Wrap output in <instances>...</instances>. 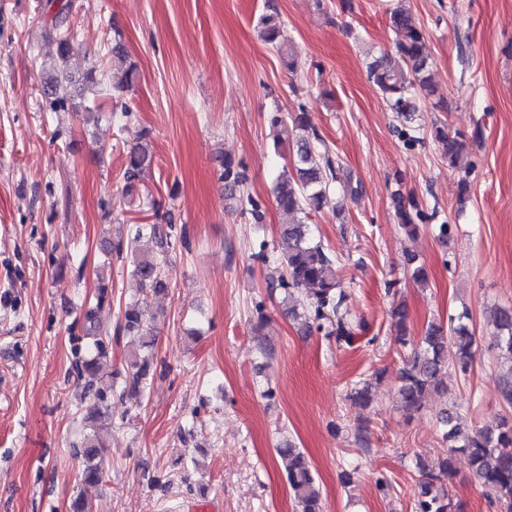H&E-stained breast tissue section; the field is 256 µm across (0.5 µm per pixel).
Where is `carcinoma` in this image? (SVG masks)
Instances as JSON below:
<instances>
[{
    "label": "carcinoma",
    "instance_id": "carcinoma-1",
    "mask_svg": "<svg viewBox=\"0 0 512 512\" xmlns=\"http://www.w3.org/2000/svg\"><path fill=\"white\" fill-rule=\"evenodd\" d=\"M390 29L393 32L392 54L375 58L368 64V77L377 91L386 99L395 112L401 129L400 135L411 143L421 141L414 135L412 126L419 97H430L434 86L429 70L422 29L412 15L404 9L390 13ZM261 37L283 55L288 56V67L297 71V62L291 48L280 41V25L274 14H263L258 19ZM70 42L65 30H60L56 40V59L46 69L40 80V92L53 112L69 111L67 97L60 94V84L69 79L66 63L70 58ZM293 133L287 141L285 151L289 156L291 170H283L274 187L278 208L292 217L279 230L278 252L285 275L277 285H268L285 290L284 300L293 303L289 310L301 307L317 328L328 329L327 335L336 337V342L350 344L355 339L353 326L348 319L347 294L340 288L336 278L337 257L323 247L311 235L309 225L296 219L297 214H308L328 206L333 184L339 181L341 164H336L328 152L319 151L309 136L312 128L309 112L301 110L292 118ZM434 140L441 144L448 166L458 167L461 156L467 152L470 142L481 138L480 128L471 136L463 133L449 134L438 127ZM153 155L149 144L144 142L132 149L125 171L127 183L139 179L150 167ZM397 216L399 224L409 235L417 233L419 221L425 213L413 198L398 197ZM133 275L141 284L157 293L165 289L162 279L161 260L154 254L143 253L133 260ZM407 312L398 308L394 313L396 342L404 345ZM471 317L463 312L448 320V325L432 324L421 337L418 348L406 360L399 372L398 395L408 413L420 410L428 396L442 388L441 375L452 367L461 374L470 372L476 358L475 334L470 326ZM491 322L495 329L494 346L512 360V307H499L493 311ZM123 333L138 337L144 355H134L128 362L129 376L122 392L125 397H137L141 386L149 376L151 351L155 338L147 322L146 310L138 302L126 306L119 326ZM105 356L104 341L99 336L86 346L85 356L76 364L79 378L88 389H93L99 358ZM104 415L98 402L89 404L84 413L85 428L79 455L83 459V481L97 484L102 481L105 469L102 462V444L98 430ZM449 426L445 436L454 443L448 456L431 468H422L424 482L415 512H465L462 504L449 496L440 487L445 478L455 475L454 454L467 456L475 477L489 491L501 512H512V419H502L496 427L463 430L452 418L443 420ZM285 469L289 489L296 500L299 512H322L321 491L316 482L310 461L304 452L293 444L277 449Z\"/></svg>",
    "mask_w": 512,
    "mask_h": 512
}]
</instances>
